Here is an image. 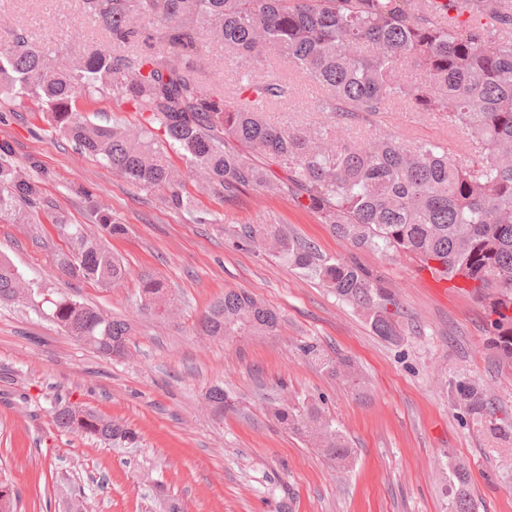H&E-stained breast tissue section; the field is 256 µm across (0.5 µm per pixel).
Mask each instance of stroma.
Listing matches in <instances>:
<instances>
[{
    "label": "stroma",
    "instance_id": "1",
    "mask_svg": "<svg viewBox=\"0 0 512 512\" xmlns=\"http://www.w3.org/2000/svg\"><path fill=\"white\" fill-rule=\"evenodd\" d=\"M81 0H0V40L14 27L46 47L67 42L89 51L104 35L86 27ZM292 93L269 105L272 120L318 121L320 90L288 65ZM208 87L228 102L240 97L223 46L201 61ZM0 143L18 162L35 157L49 171L43 193L75 224L101 237L88 221L91 203L125 225L105 238L128 272L124 285L103 288L60 276L55 259L65 243L49 224H1L0 254L27 280L73 294L102 312L134 316L137 280L152 274L176 293L180 315L161 322L134 317L121 357L101 355L29 308L0 304V483L11 487L16 512H65L74 495L87 512H448V478L465 467L476 512H512V444L494 439L456 401L449 385L469 380L493 399L499 418H512V360L489 347L480 303L459 288H438L405 256L361 251L331 232L296 199L249 190L224 199L195 175L182 192L191 209L175 210L164 191L147 190L104 161L46 133L30 102L1 100ZM375 128L412 138H452L446 120L429 112L380 113ZM242 224H272L310 240L326 255L357 258L397 292L406 334L400 343L374 336L352 307L287 261L236 247ZM103 237V236H102ZM243 289L277 310L273 336L202 340L197 317L225 290ZM304 342L354 360L368 382L359 401L299 350ZM449 383H435L437 372ZM223 385L237 412L214 420L203 395ZM324 408L354 452L352 467L332 464L265 413L281 387ZM77 404L131 429L121 448L59 430L56 401Z\"/></svg>",
    "mask_w": 512,
    "mask_h": 512
}]
</instances>
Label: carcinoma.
I'll return each mask as SVG.
<instances>
[{
	"mask_svg": "<svg viewBox=\"0 0 512 512\" xmlns=\"http://www.w3.org/2000/svg\"><path fill=\"white\" fill-rule=\"evenodd\" d=\"M468 25L440 21L438 0H82L83 14L106 40L75 63L71 49L32 42L14 28L0 43V94L28 99L50 131L75 149L105 160L112 171L146 189L167 191L177 209L188 171L226 200L262 189L305 200L304 208L357 249L415 260L433 276L469 284L484 307L490 346L512 359V0H456ZM165 47L124 53L138 43ZM224 45L238 81L254 93L229 105L203 85L198 61L207 44ZM277 57L321 90L316 110L325 121L309 126L273 123L264 106L288 99L291 87L275 69ZM418 71L416 81L404 78ZM95 95L125 101L148 113L137 127L100 125L82 116L78 100ZM401 104L411 112H441L448 128L466 137L460 155L450 141H411L373 133L338 141L333 132L368 122ZM90 221L109 236L124 231L112 213L90 208ZM0 223L52 224L67 239L57 254L59 273L100 287L127 277L119 256L80 224L70 223L43 196L40 182L0 145ZM237 242L285 258L359 312L381 338L405 332L395 292L354 259L324 255L315 243L263 224H244ZM137 311L169 316L175 298L164 281L144 274ZM20 303L96 352H125L130 323L105 315L76 296L25 279L0 255V303ZM204 336H273L281 317L245 290L229 289L199 317ZM301 354L328 376L367 398L351 360L331 357L315 342ZM457 400L476 421L494 415L492 400L470 382L455 385ZM216 420L235 408L221 386L206 393ZM286 429L331 462L347 467L352 451L323 402L288 395L266 405ZM56 426L105 444L134 440L132 432L76 405H57ZM450 512H476L465 469L453 471Z\"/></svg>",
	"mask_w": 512,
	"mask_h": 512,
	"instance_id": "1",
	"label": "carcinoma"
}]
</instances>
